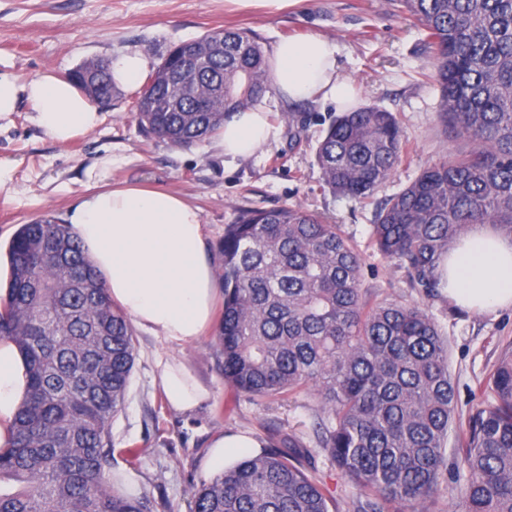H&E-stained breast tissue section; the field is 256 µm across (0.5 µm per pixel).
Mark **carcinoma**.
<instances>
[{"label": "carcinoma", "mask_w": 512, "mask_h": 512, "mask_svg": "<svg viewBox=\"0 0 512 512\" xmlns=\"http://www.w3.org/2000/svg\"><path fill=\"white\" fill-rule=\"evenodd\" d=\"M427 33L448 129L469 149L425 169L372 228L380 255L413 287L439 293L441 257L470 224L512 237V0H401ZM224 52L152 86L140 124L174 147L217 133L272 90L266 57L245 31L217 30ZM72 81L112 94L110 63ZM403 152L395 117L377 106L336 116L315 159L325 186L368 198ZM0 339L14 342L28 387L0 446V512H158L110 472V425L122 410L135 339L69 225L43 216L6 246ZM224 380L235 393L286 399L316 388L312 434L359 491L353 512L431 500L447 468L454 414L448 346L417 305L361 297V254L338 226L299 207L247 209L217 244ZM290 440L245 457L196 488L195 512H339ZM467 482L458 512H512V350L469 417L455 462Z\"/></svg>", "instance_id": "obj_1"}]
</instances>
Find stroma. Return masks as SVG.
I'll return each instance as SVG.
<instances>
[{
    "label": "stroma",
    "instance_id": "stroma-1",
    "mask_svg": "<svg viewBox=\"0 0 512 512\" xmlns=\"http://www.w3.org/2000/svg\"><path fill=\"white\" fill-rule=\"evenodd\" d=\"M225 28L249 31L266 52L281 39L307 33L335 41L340 71L357 89V106L392 112L402 129L404 150L392 176L361 201L324 187L315 151L337 114L328 101L288 102L274 92L265 95L260 105L276 134L255 156L233 161L212 137L175 148L147 133L136 111L138 83L117 87L111 105L100 110L99 126L67 144L52 141L22 100L15 112L0 118V246L19 225L41 216L66 220L71 206L95 185L144 184L198 206L213 262L225 225L242 210L302 208L338 225L357 246L364 300L414 304L433 318L448 343L455 416L468 421L504 351L512 347V307L469 312L442 295H425L371 239L384 201L465 145L440 117L432 50L400 0H299L277 12L239 10L229 0H0V71L22 82L46 70L66 77L86 60L133 51L144 53L155 67L173 45ZM134 338L130 384L110 427L114 447L134 444L141 450L137 466L119 456L112 461L127 492L154 497L162 504L160 512H193L196 488L217 472L212 444L218 436L246 433L271 446L294 436L312 447L304 462L307 473L321 481L342 512H349L355 489L313 445L315 390L278 401L244 394L229 413L217 329L187 348L139 328ZM168 356L180 359L210 393L192 411H174L164 398L156 363ZM459 434L458 426L451 427L445 450L449 467L435 497L400 506L399 512H454L465 485L464 473L454 467Z\"/></svg>",
    "mask_w": 512,
    "mask_h": 512
}]
</instances>
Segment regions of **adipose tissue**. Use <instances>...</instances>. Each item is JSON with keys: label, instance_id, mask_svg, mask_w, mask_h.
<instances>
[{"label": "adipose tissue", "instance_id": "ef3b65f1", "mask_svg": "<svg viewBox=\"0 0 512 512\" xmlns=\"http://www.w3.org/2000/svg\"><path fill=\"white\" fill-rule=\"evenodd\" d=\"M336 43L319 34L275 44L268 80L291 101H332L348 110L353 85L339 72ZM27 99L53 141L64 144L101 121L97 106L73 82L45 71L20 84L0 72V115ZM274 135L265 110L251 108L225 120L217 146L231 159L253 156ZM73 232L100 273L112 298L141 329L166 342H196L210 327L218 288L207 257L202 218L179 195L142 186L86 193L69 217ZM441 292L472 311L512 307V238L488 225L470 226L440 261ZM169 404L189 411L207 398L187 368L157 362ZM26 365L16 345L0 340V444L25 397Z\"/></svg>", "mask_w": 512, "mask_h": 512}]
</instances>
